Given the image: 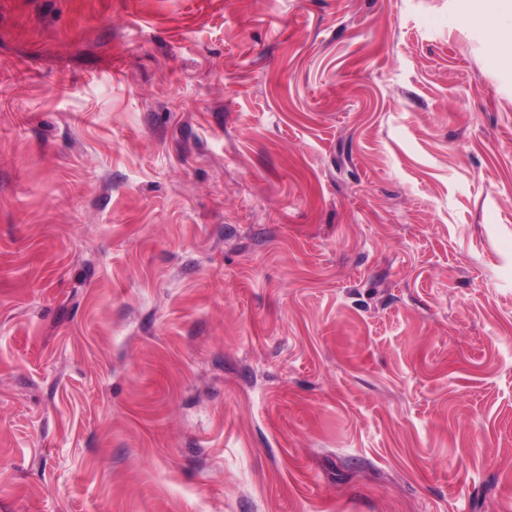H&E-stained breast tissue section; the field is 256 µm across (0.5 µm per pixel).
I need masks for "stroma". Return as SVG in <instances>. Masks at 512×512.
Segmentation results:
<instances>
[{
	"instance_id": "obj_1",
	"label": "stroma",
	"mask_w": 512,
	"mask_h": 512,
	"mask_svg": "<svg viewBox=\"0 0 512 512\" xmlns=\"http://www.w3.org/2000/svg\"><path fill=\"white\" fill-rule=\"evenodd\" d=\"M475 6L0 0V512H512Z\"/></svg>"
}]
</instances>
